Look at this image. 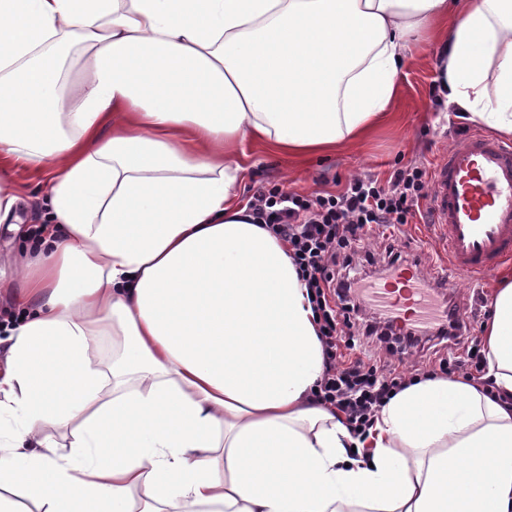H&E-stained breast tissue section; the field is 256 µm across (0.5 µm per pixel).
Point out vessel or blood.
I'll return each mask as SVG.
<instances>
[{"mask_svg":"<svg viewBox=\"0 0 512 512\" xmlns=\"http://www.w3.org/2000/svg\"><path fill=\"white\" fill-rule=\"evenodd\" d=\"M428 206L443 240L433 276L419 268H399L413 316L427 322L424 287L434 281L455 290L459 279L492 275L512 260V144L481 133L469 134L432 169Z\"/></svg>","mask_w":512,"mask_h":512,"instance_id":"1","label":"vessel or blood"}]
</instances>
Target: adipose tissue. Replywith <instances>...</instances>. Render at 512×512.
<instances>
[{
  "label": "adipose tissue",
  "instance_id": "adipose-tissue-1",
  "mask_svg": "<svg viewBox=\"0 0 512 512\" xmlns=\"http://www.w3.org/2000/svg\"><path fill=\"white\" fill-rule=\"evenodd\" d=\"M434 30L445 105L512 138V0H0L4 246L14 169L47 177L43 233L0 269V512H512V273L483 327L496 395L414 380L360 441L310 400L306 284L241 199L245 141L362 146Z\"/></svg>",
  "mask_w": 512,
  "mask_h": 512
}]
</instances>
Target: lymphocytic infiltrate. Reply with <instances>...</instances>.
Listing matches in <instances>:
<instances>
[{
  "label": "lymphocytic infiltrate",
  "instance_id": "lymphocytic-infiltrate-1",
  "mask_svg": "<svg viewBox=\"0 0 512 512\" xmlns=\"http://www.w3.org/2000/svg\"><path fill=\"white\" fill-rule=\"evenodd\" d=\"M427 173L414 166L393 171L387 181L364 175L341 190L302 195L279 186L261 187L250 208L264 225L288 246V252L307 283L310 301L320 320L319 339L324 370L312 393L314 401L345 417L353 437H366L380 409L407 382L428 375L426 365L404 371V350L427 344L434 348L462 339L467 324L456 314L424 329H398L396 346L385 343L391 320L381 314L361 319L367 305L361 290L366 283L361 263L400 265L404 256L386 246L375 257L368 244L377 229L408 223L425 195ZM460 355L442 357L439 369L447 375L475 380L486 369V350L478 338L463 340Z\"/></svg>",
  "mask_w": 512,
  "mask_h": 512
}]
</instances>
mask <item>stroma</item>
Returning <instances> with one entry per match:
<instances>
[{
    "label": "stroma",
    "instance_id": "obj_1",
    "mask_svg": "<svg viewBox=\"0 0 512 512\" xmlns=\"http://www.w3.org/2000/svg\"><path fill=\"white\" fill-rule=\"evenodd\" d=\"M435 77L430 52L419 50L408 59L398 77L399 92L393 115L370 137L365 146L339 150L323 163L300 165L266 153L248 142L244 150L254 165L252 178L242 192L250 199L262 186L283 185L300 192L335 190L356 175L371 173L387 179L395 169L417 163L432 168L461 136L474 131L473 123L437 105L430 95ZM438 240L430 233L429 213L420 210L397 236V245L407 255L417 256L425 272H432L430 251ZM497 283L489 276L463 283L454 294L461 314L470 322L471 335L482 333L484 313Z\"/></svg>",
    "mask_w": 512,
    "mask_h": 512
}]
</instances>
